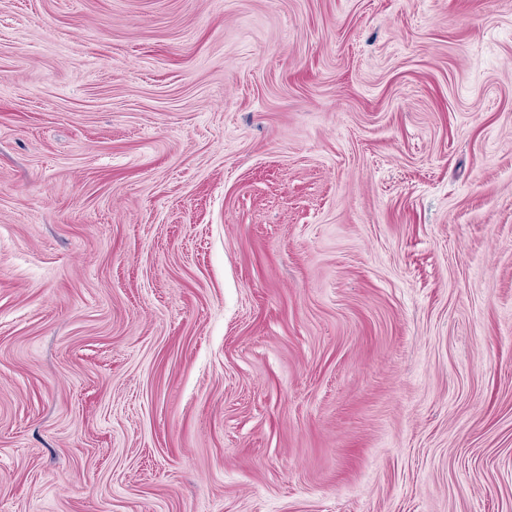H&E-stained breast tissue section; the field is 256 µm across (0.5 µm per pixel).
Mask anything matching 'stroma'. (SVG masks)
Returning a JSON list of instances; mask_svg holds the SVG:
<instances>
[{"label":"stroma","instance_id":"obj_1","mask_svg":"<svg viewBox=\"0 0 512 512\" xmlns=\"http://www.w3.org/2000/svg\"><path fill=\"white\" fill-rule=\"evenodd\" d=\"M0 512H512V0H0Z\"/></svg>","mask_w":512,"mask_h":512}]
</instances>
